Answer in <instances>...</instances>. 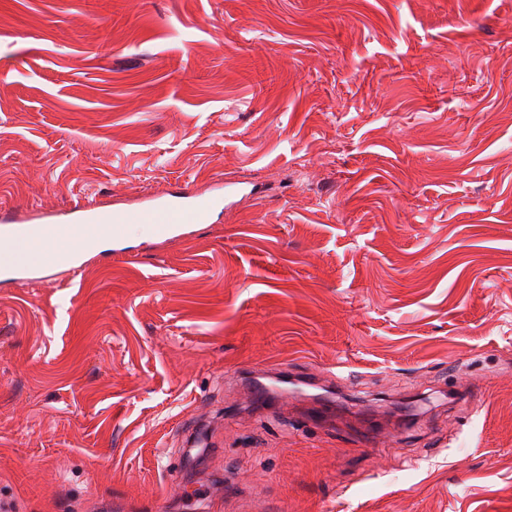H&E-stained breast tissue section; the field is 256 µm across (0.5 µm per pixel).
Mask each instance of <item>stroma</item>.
<instances>
[{"mask_svg": "<svg viewBox=\"0 0 512 512\" xmlns=\"http://www.w3.org/2000/svg\"><path fill=\"white\" fill-rule=\"evenodd\" d=\"M225 177L0 271V512H512V0H0V205ZM215 194L211 203L201 206L196 196L184 188H178L168 197H146L141 206L134 210L100 209L76 204L70 210L50 216L52 224H81L93 223L99 220H109L112 224H85L84 231L71 229L69 231L44 233L42 230L28 231L22 237L29 246L32 257L44 262L60 259H74L89 250L99 247L107 238L99 236V228L106 229L110 236L129 237L140 229L142 233L159 234L157 224H202L208 220L213 205L221 204L223 197L247 191V187L237 182L214 181ZM152 223V224H127Z\"/></svg>", "mask_w": 512, "mask_h": 512, "instance_id": "35a3bbf8", "label": "stroma"}]
</instances>
